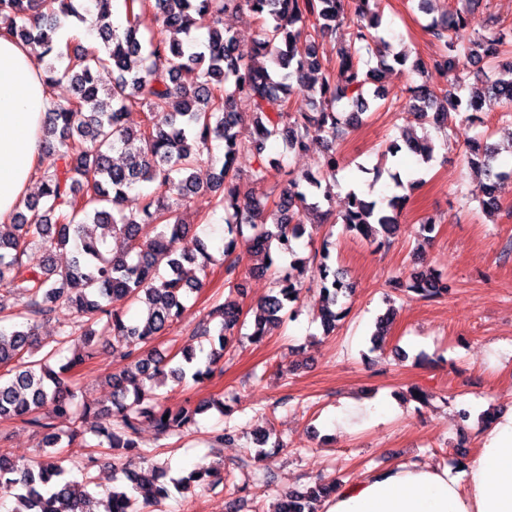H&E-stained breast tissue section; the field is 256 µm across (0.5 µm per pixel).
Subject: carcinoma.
Masks as SVG:
<instances>
[{"instance_id":"carcinoma-1","label":"carcinoma","mask_w":512,"mask_h":512,"mask_svg":"<svg viewBox=\"0 0 512 512\" xmlns=\"http://www.w3.org/2000/svg\"><path fill=\"white\" fill-rule=\"evenodd\" d=\"M92 3L98 46L63 50L57 32L64 20L86 22L89 8L81 0H0V30L33 47V60L44 74L50 97L39 193L27 199L10 224L0 225V322L19 319L8 329L0 327V368L6 369L0 374V420L30 425L42 435V447L50 449L64 436L71 443L86 432L92 434L98 445L112 450L108 512H140L139 495L149 506L167 499L173 489L187 493L219 480L213 465H199L168 483L158 480L156 470L136 465L147 458L136 439L140 419L168 436L189 429L196 415L211 407L226 412L219 399L173 409L145 387H160L167 378H210L224 349L244 326L239 302L228 297L210 308L194 332H216L219 348L206 353L189 343L176 362L157 354L154 342L181 317L189 294L203 287L214 264L207 244L177 217L170 200L184 201L201 190L192 169L205 157L215 169L208 186L214 192L213 205L224 209L231 235L221 248L225 272H236L238 239L247 232L256 250L267 253L273 248L288 259V265L275 268L274 287L257 303L251 341H262L270 329L295 318L293 304L308 271L321 285L323 333L334 334L349 313L342 300L353 293V285L329 264L328 247L302 257L296 244L305 234L304 217L311 213L321 224L339 218L347 231L369 240L389 238L399 224L404 196L365 201L352 189L348 208L339 216L322 209V203L331 200L332 180L341 165L336 142L369 109V86H375L373 99L387 98L388 93L376 87L380 72L395 63L405 65L408 54L382 41L378 68L360 65L364 43L382 25V14L371 7V0H124L128 21L121 32L112 23V0ZM351 3L360 22L337 49L341 79L336 82L326 74L317 82L312 75L325 69L320 48L325 39L336 40V25L349 20ZM244 4L261 20L245 55L224 30V14ZM147 11L157 16L161 31L145 40L137 18ZM469 26V15L462 11L425 26L448 50L435 61L436 68L456 73L477 60L492 70L497 58L512 54V32L470 33ZM201 28L207 33L202 43L194 46L182 39ZM102 70L112 72L111 85H102ZM64 81L72 95L61 103L54 89ZM464 90L459 82L451 89L408 85L391 104L402 103L408 115L437 127L444 126L452 112L464 114L463 122L471 123L469 111L480 110L481 97L472 92L466 96ZM487 92L506 104L501 118H512V78L488 83ZM240 101L250 109L253 136L248 141L238 130L243 118L237 110ZM314 137L330 144L318 161L320 175L307 173L298 179L284 170L276 197L261 191L270 170L279 167L272 159L264 160L267 143L280 140L291 150L303 151ZM215 141L222 146L218 157L213 153ZM408 150L427 164L435 146L426 137L408 144ZM245 151L257 158L249 191L242 190L235 167ZM115 152L121 155L119 163L113 159ZM497 154L485 143L471 151V163L488 176L490 192L481 206L489 213L499 208L492 189L512 178V169H495ZM141 183L154 190H137ZM269 199L274 207L270 218L264 214ZM112 237L124 239V254L109 249ZM67 247L70 260L56 266L51 254ZM35 248L44 254L39 262L30 255ZM401 287L412 298L430 301L451 294L454 283L423 270L408 274ZM5 292L15 295L16 309L3 303ZM115 299L143 301L146 314L127 319L112 309ZM62 308L70 318L59 326L55 345L46 351L38 327L55 319ZM104 338L112 340L122 364L109 375L112 402L94 412L86 405L79 414L73 409L75 394L68 379L95 358ZM63 352L67 356L53 368L51 362ZM335 488L333 480L290 490L274 512H320ZM0 494L15 498L11 512H90L92 499L88 483L67 478L61 458L52 452L33 464L0 453Z\"/></svg>"}]
</instances>
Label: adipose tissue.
Here are the masks:
<instances>
[{"label":"adipose tissue","mask_w":512,"mask_h":512,"mask_svg":"<svg viewBox=\"0 0 512 512\" xmlns=\"http://www.w3.org/2000/svg\"><path fill=\"white\" fill-rule=\"evenodd\" d=\"M48 102L30 49L0 33V223L9 221L43 157ZM326 512H512V407L499 411L464 476L399 463L338 484Z\"/></svg>","instance_id":"obj_1"}]
</instances>
